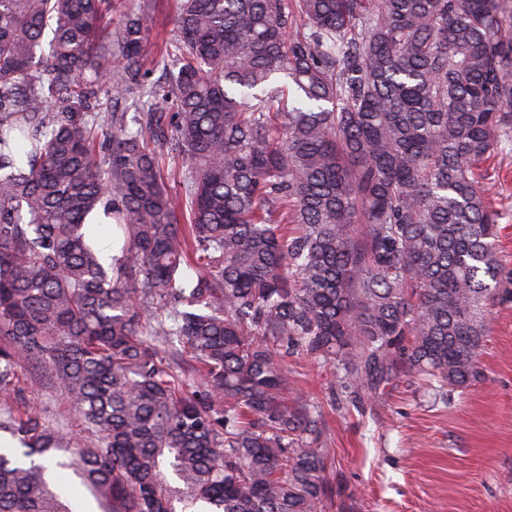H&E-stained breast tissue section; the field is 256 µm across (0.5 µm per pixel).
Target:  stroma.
<instances>
[{"label": "stroma", "mask_w": 512, "mask_h": 512, "mask_svg": "<svg viewBox=\"0 0 512 512\" xmlns=\"http://www.w3.org/2000/svg\"><path fill=\"white\" fill-rule=\"evenodd\" d=\"M479 362L481 379L450 404L404 376L359 411L335 401L320 369L290 358L301 390L322 407L329 512H512V307L492 321ZM23 387L49 418L82 432L44 371H28Z\"/></svg>", "instance_id": "obj_1"}]
</instances>
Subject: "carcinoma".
<instances>
[{
  "label": "carcinoma",
  "instance_id": "cac0c4a2",
  "mask_svg": "<svg viewBox=\"0 0 512 512\" xmlns=\"http://www.w3.org/2000/svg\"><path fill=\"white\" fill-rule=\"evenodd\" d=\"M152 4L0 0V512H69L61 470L104 512H326L286 359L356 409L402 373L447 403L512 304V0H179L164 91ZM156 153L159 156L160 166L164 180L171 190L178 188L176 181L178 168H181V160L171 150L169 144H156ZM98 221L93 226V231L96 235V247L100 251V258L107 264L112 263V256L115 254L112 250V238L110 233V225L102 214V209L98 216ZM23 387L26 399L41 407L50 419L63 420L69 431L83 432L81 420L69 410L64 396L47 384L44 371L41 369L28 371Z\"/></svg>",
  "mask_w": 512,
  "mask_h": 512
}]
</instances>
